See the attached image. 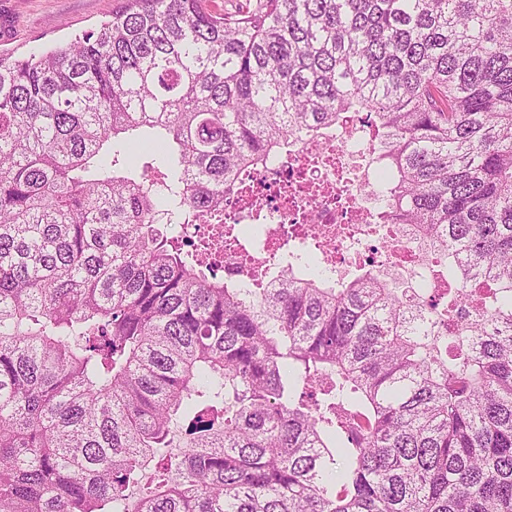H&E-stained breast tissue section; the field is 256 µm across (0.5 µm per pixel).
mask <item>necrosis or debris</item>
Segmentation results:
<instances>
[{
    "label": "necrosis or debris",
    "mask_w": 512,
    "mask_h": 512,
    "mask_svg": "<svg viewBox=\"0 0 512 512\" xmlns=\"http://www.w3.org/2000/svg\"><path fill=\"white\" fill-rule=\"evenodd\" d=\"M372 127L364 113L346 112L319 143L289 147L274 172L251 175L224 200V221L183 225L194 252L218 263L225 279L269 288L282 255L320 252L333 279L368 270L411 284L433 260L405 224L383 223L368 203L355 158L369 159Z\"/></svg>",
    "instance_id": "obj_1"
}]
</instances>
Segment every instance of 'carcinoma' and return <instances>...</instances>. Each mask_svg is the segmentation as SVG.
I'll list each match as a JSON object with an SVG mask.
<instances>
[{
    "mask_svg": "<svg viewBox=\"0 0 512 512\" xmlns=\"http://www.w3.org/2000/svg\"><path fill=\"white\" fill-rule=\"evenodd\" d=\"M210 2L0 58V512H512V0ZM343 112L429 304L181 241Z\"/></svg>",
    "mask_w": 512,
    "mask_h": 512,
    "instance_id": "cac0c4a2",
    "label": "carcinoma"
}]
</instances>
